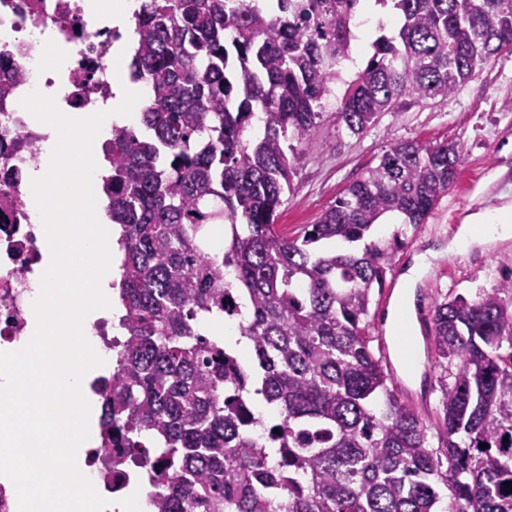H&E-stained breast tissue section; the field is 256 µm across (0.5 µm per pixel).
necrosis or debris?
<instances>
[{
    "instance_id": "1",
    "label": "necrosis or debris",
    "mask_w": 512,
    "mask_h": 512,
    "mask_svg": "<svg viewBox=\"0 0 512 512\" xmlns=\"http://www.w3.org/2000/svg\"><path fill=\"white\" fill-rule=\"evenodd\" d=\"M84 0H0V348L17 343L29 329L30 283L48 259L33 232L32 190L27 170L38 167L49 134L27 120L22 99L36 90L34 59L39 37L49 34L54 47L70 57L62 74L47 86L62 85L56 105L63 112H85L113 95L109 59L120 40L110 26L83 8ZM112 438L100 434L86 453L104 490L125 493L150 463L108 470Z\"/></svg>"
}]
</instances>
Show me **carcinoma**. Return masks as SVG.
<instances>
[{
  "label": "carcinoma",
  "instance_id": "cac0c4a2",
  "mask_svg": "<svg viewBox=\"0 0 512 512\" xmlns=\"http://www.w3.org/2000/svg\"><path fill=\"white\" fill-rule=\"evenodd\" d=\"M273 2L142 0L136 13L130 75L151 104L144 134L112 132V288L128 341L101 429L124 453L161 451L152 512H512V310L500 297L512 280L434 306L432 344L459 372L433 449L366 336L382 251L312 250L361 242L386 213L425 223L456 179L458 145L395 143L316 223L278 235L359 0ZM378 2L401 25L375 40L333 115L354 135L403 97L447 99L512 51V0ZM228 290L246 362L203 326L224 318Z\"/></svg>",
  "mask_w": 512,
  "mask_h": 512
}]
</instances>
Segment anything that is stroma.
Masks as SVG:
<instances>
[{"label":"stroma","mask_w":512,"mask_h":512,"mask_svg":"<svg viewBox=\"0 0 512 512\" xmlns=\"http://www.w3.org/2000/svg\"><path fill=\"white\" fill-rule=\"evenodd\" d=\"M383 26L369 28L366 37L353 39L354 67L342 70L322 101L326 117L296 163L290 193L278 212L276 230L294 237L316 223L352 182L378 164L391 144L400 141L453 142L459 146L457 177L425 223L413 226L387 215L374 225L369 241L385 249V284L374 293L366 332L375 354L396 352L389 325L390 302L419 257L430 266L411 290V302L433 308L457 296L475 299L512 279V239L475 243L459 250L454 240L472 213L512 205V52L487 61L475 76L449 94L446 101L400 99L375 125L355 136L336 128L332 115L341 106L346 83L365 68L373 42ZM457 362L438 356L433 348L418 351L408 386L416 397L411 405L429 428H436L443 392L452 387Z\"/></svg>","instance_id":"35a3bbf8"}]
</instances>
